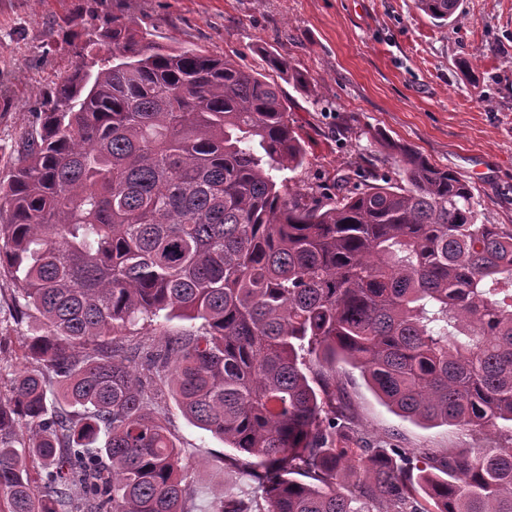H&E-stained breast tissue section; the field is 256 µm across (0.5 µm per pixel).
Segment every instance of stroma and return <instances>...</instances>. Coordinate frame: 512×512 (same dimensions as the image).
<instances>
[{"mask_svg":"<svg viewBox=\"0 0 512 512\" xmlns=\"http://www.w3.org/2000/svg\"><path fill=\"white\" fill-rule=\"evenodd\" d=\"M460 11L442 25L415 0H0V147L14 145L49 88L78 63L85 21L124 15L161 43L231 56L271 80L264 48L307 74L313 93L282 87L307 151L291 188L334 197V177L350 168L399 181L374 139L382 131L470 182L485 223L512 225V0H462ZM77 16L82 25L67 26ZM66 37L74 46L64 50ZM463 58L470 73L458 66ZM336 376L367 441L423 452L505 442L494 428L474 433L400 417L351 364L337 363ZM158 411L194 490L188 512H220L224 497L255 494V481L227 465L221 439L190 423L173 400Z\"/></svg>","mask_w":512,"mask_h":512,"instance_id":"1","label":"stroma"}]
</instances>
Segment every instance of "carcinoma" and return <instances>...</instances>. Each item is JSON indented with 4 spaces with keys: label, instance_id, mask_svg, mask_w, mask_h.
Wrapping results in <instances>:
<instances>
[{
    "label": "carcinoma",
    "instance_id": "obj_1",
    "mask_svg": "<svg viewBox=\"0 0 512 512\" xmlns=\"http://www.w3.org/2000/svg\"><path fill=\"white\" fill-rule=\"evenodd\" d=\"M415 2L458 19L461 0ZM93 30L0 151L9 315L42 323L18 353L0 336V512H187L165 396L259 484L221 512H512V442L376 448L340 426L336 379L351 362L423 424L512 423V227L383 132L401 182L355 170L330 202L293 192L306 150L278 83L131 18ZM160 315L201 325L122 340Z\"/></svg>",
    "mask_w": 512,
    "mask_h": 512
}]
</instances>
